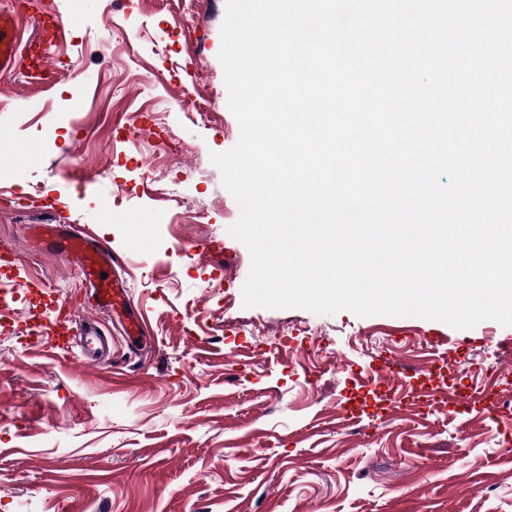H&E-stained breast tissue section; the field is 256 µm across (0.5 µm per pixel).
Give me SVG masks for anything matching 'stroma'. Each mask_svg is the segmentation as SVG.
Instances as JSON below:
<instances>
[{"label": "stroma", "instance_id": "1", "mask_svg": "<svg viewBox=\"0 0 512 512\" xmlns=\"http://www.w3.org/2000/svg\"><path fill=\"white\" fill-rule=\"evenodd\" d=\"M77 21L45 91L0 76V246L77 321L112 338L92 367L53 356L44 306L19 291L0 324V512H512V419L419 403L348 423L351 368L387 357L415 381L433 358L487 385L512 326L247 308L239 207L210 155L240 137L219 60L226 0H45ZM208 121L191 114L193 105ZM46 198L64 201L54 214ZM29 224H89L150 334L127 344L69 261L32 252ZM209 240L219 254L197 255Z\"/></svg>", "mask_w": 512, "mask_h": 512}]
</instances>
